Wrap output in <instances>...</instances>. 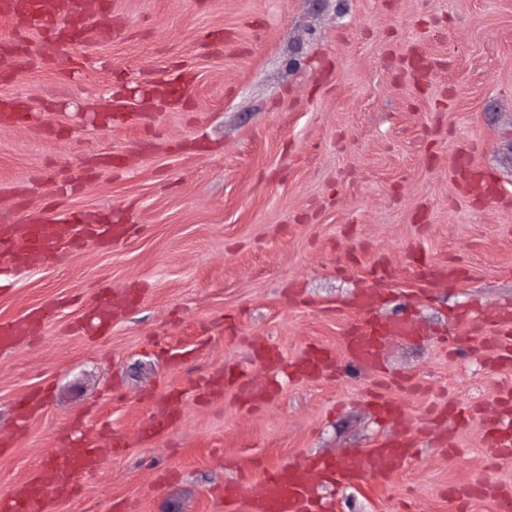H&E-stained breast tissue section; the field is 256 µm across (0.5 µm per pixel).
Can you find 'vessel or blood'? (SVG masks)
<instances>
[{
	"label": "vessel or blood",
	"mask_w": 512,
	"mask_h": 512,
	"mask_svg": "<svg viewBox=\"0 0 512 512\" xmlns=\"http://www.w3.org/2000/svg\"><path fill=\"white\" fill-rule=\"evenodd\" d=\"M111 7V0H0V15L11 18L18 27L42 29L43 34L32 42L30 53L43 61L58 56L66 48L102 41L104 30L92 27L90 21ZM31 116L28 100L0 99V122L19 126L27 123ZM120 233V226L89 214L4 221L0 223V254L9 257L14 266L27 268L57 253L61 243L73 247L87 242L104 243ZM51 316V310H35L23 318L0 323V347H13L38 334ZM421 332V326L412 322L367 323L349 334L348 356L363 370L375 371L381 366V344L386 335L409 337ZM485 443L502 456L512 455V421L503 420L498 427L489 430ZM414 446L410 438L388 439L368 452L348 454L338 470L351 478L368 469L387 475L411 456ZM99 464L100 456L92 442L61 440L51 450L50 464L38 467L22 486L0 494V512H30L32 502L66 498L72 495L77 478ZM470 491L475 497L492 496L496 512H512V489L493 486L480 478ZM224 501L244 507L246 512H330L328 504L314 502L306 468L301 464L277 467L257 482L247 480L233 484L225 489Z\"/></svg>",
	"instance_id": "1"
}]
</instances>
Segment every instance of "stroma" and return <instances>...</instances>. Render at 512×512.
Listing matches in <instances>:
<instances>
[{
    "instance_id": "stroma-1",
    "label": "stroma",
    "mask_w": 512,
    "mask_h": 512,
    "mask_svg": "<svg viewBox=\"0 0 512 512\" xmlns=\"http://www.w3.org/2000/svg\"><path fill=\"white\" fill-rule=\"evenodd\" d=\"M106 19L108 41L0 80L36 108L0 125V209L127 228L26 271L0 262V322L56 311L0 353V492L90 432L104 463L54 512H224L240 475L414 436L391 476L309 480L336 512H495L465 493L512 487V457L484 445L512 366L467 330L512 307V0H112ZM468 171L497 196L469 194ZM370 288L378 322L424 329L383 343L400 412L384 420L375 378L347 366ZM111 289L130 302L89 329ZM313 346L321 374L281 378ZM232 371L281 385L256 407ZM160 401L173 424L144 438Z\"/></svg>"
}]
</instances>
